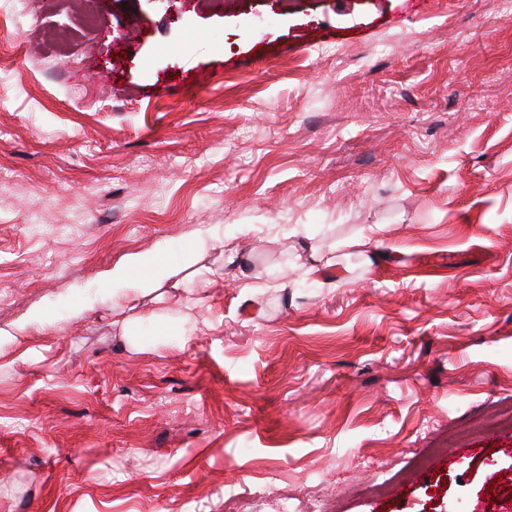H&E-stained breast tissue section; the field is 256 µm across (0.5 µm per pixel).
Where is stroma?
<instances>
[{
	"instance_id": "35a3bbf8",
	"label": "stroma",
	"mask_w": 512,
	"mask_h": 512,
	"mask_svg": "<svg viewBox=\"0 0 512 512\" xmlns=\"http://www.w3.org/2000/svg\"><path fill=\"white\" fill-rule=\"evenodd\" d=\"M305 239L331 266L305 274ZM191 251L192 332L129 347L108 272ZM12 325L0 512H472L512 486V20L0 0Z\"/></svg>"
}]
</instances>
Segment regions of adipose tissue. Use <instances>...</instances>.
I'll use <instances>...</instances> for the list:
<instances>
[{"instance_id": "adipose-tissue-1", "label": "adipose tissue", "mask_w": 512, "mask_h": 512, "mask_svg": "<svg viewBox=\"0 0 512 512\" xmlns=\"http://www.w3.org/2000/svg\"><path fill=\"white\" fill-rule=\"evenodd\" d=\"M195 262L196 256L192 253L179 266L157 254H135L112 268L108 279L112 284L113 323L127 343L138 340V330L144 320L142 301L165 299L173 305L189 307L190 298L180 293L181 272Z\"/></svg>"}]
</instances>
